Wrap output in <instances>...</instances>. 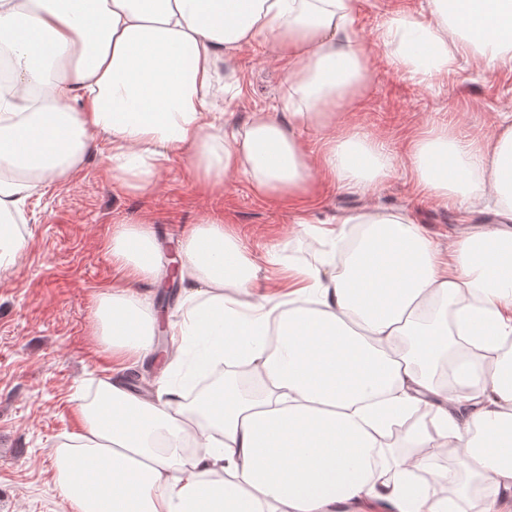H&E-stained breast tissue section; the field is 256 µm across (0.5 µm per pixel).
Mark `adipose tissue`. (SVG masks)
<instances>
[{
  "mask_svg": "<svg viewBox=\"0 0 512 512\" xmlns=\"http://www.w3.org/2000/svg\"><path fill=\"white\" fill-rule=\"evenodd\" d=\"M432 0L429 20L392 18L395 62L422 80L462 56L512 63V0ZM355 0H0V216L47 183L81 169L96 134L112 143L113 177L134 192L155 187L158 162L191 148L197 178L219 188L239 173L263 196L313 192L303 130L324 138L321 170L345 189L375 186L394 157L335 114L361 96L369 51L350 22ZM288 65L290 108L252 113L226 134L205 106L219 62L257 35ZM410 162L420 187L443 202L498 197L497 223L441 252L402 213L363 212L364 232L341 268L289 267L287 310L252 303L258 267L212 219L181 241L183 320L171 365L190 337L196 363L241 361L263 387L214 385L191 406L164 386L128 391L119 372L77 406L80 427L54 451V480L72 512H336L376 497L397 512H459L415 475L446 454L469 479L512 489V364L469 361L455 383L433 381L460 336L498 351L512 337V124L487 141L441 128L418 139ZM110 258L125 286L101 295L95 323L107 351L143 359L155 318L135 284L161 273L151 228L124 227ZM276 346H269V333ZM468 390L461 398L460 390ZM430 423L405 433L412 455L384 462L391 425L420 406Z\"/></svg>",
  "mask_w": 512,
  "mask_h": 512,
  "instance_id": "obj_1",
  "label": "adipose tissue"
}]
</instances>
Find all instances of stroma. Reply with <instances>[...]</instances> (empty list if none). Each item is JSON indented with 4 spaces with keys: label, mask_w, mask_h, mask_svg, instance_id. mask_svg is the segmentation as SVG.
Segmentation results:
<instances>
[{
    "label": "stroma",
    "mask_w": 512,
    "mask_h": 512,
    "mask_svg": "<svg viewBox=\"0 0 512 512\" xmlns=\"http://www.w3.org/2000/svg\"><path fill=\"white\" fill-rule=\"evenodd\" d=\"M430 9V0H357L351 28L367 43L372 78L357 102L337 110L354 133L381 142L397 157V174L378 187L338 188L316 168L317 190L299 202L259 196L235 174L212 192L191 174L185 152L160 170L154 190L130 193L113 182L111 145L100 134L70 180L48 183L25 200L19 216L25 246L15 264L0 272V512H69L54 482L53 450L77 429L78 398L93 399L112 366L94 336L93 310L100 294L123 283L108 254L120 226L149 223L166 257L191 226L220 219L261 276L273 278L277 269L269 256L311 267L329 249L299 226L302 218L400 212L443 250L462 234L492 225L483 202L466 210L422 193L408 159L410 143L423 132L445 126L461 139L483 141L496 134L502 113H512L511 68L492 71L469 56L423 82L395 66L397 46L382 44L379 34L395 15L426 20ZM219 72L213 107L223 113L226 132L241 130L251 113L285 111L287 70L267 39L224 59ZM163 285L160 279L138 285L157 314L155 351L131 364L125 377L140 379L153 395L164 383L177 382L188 398L192 361L177 371L165 368L163 354L183 311Z\"/></svg>",
    "instance_id": "obj_1"
}]
</instances>
